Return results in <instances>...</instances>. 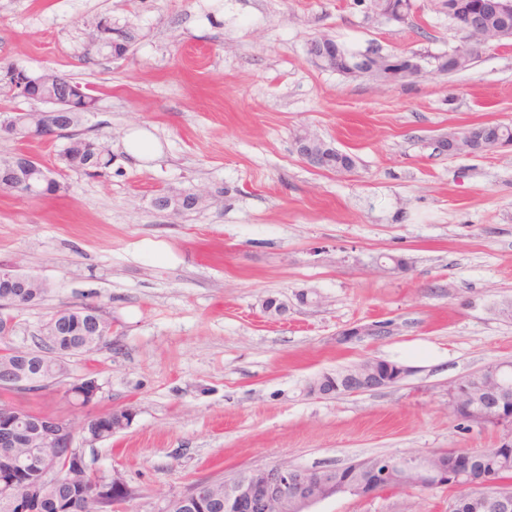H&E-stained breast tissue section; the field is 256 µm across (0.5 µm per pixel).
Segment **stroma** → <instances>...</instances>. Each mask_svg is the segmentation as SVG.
<instances>
[{
    "mask_svg": "<svg viewBox=\"0 0 512 512\" xmlns=\"http://www.w3.org/2000/svg\"><path fill=\"white\" fill-rule=\"evenodd\" d=\"M399 21L368 0H0V63L53 71L97 99L81 130L108 167L64 168L60 142L0 137V159L33 156L65 189L0 193V264L49 282L12 310L0 348H33L65 307L112 324L67 374L0 402L83 427L131 422L77 448L130 496L116 512H162L200 481L277 463L343 467L375 455L496 447L502 430L448 411V386L512 361V148L452 157L439 140L471 124H512V44L475 47L462 71L387 84L307 57L311 38L345 48L440 54L462 34L433 0ZM127 45L91 36L100 20ZM308 128L350 153L347 173L316 170L293 138ZM147 131L152 158L127 152ZM202 205L156 209L166 190ZM404 258L401 273L381 257ZM318 296L303 303V294ZM288 304L278 322L265 298ZM393 321L389 338L340 345L353 324ZM412 366L399 383L338 397L310 383L364 360ZM91 380L92 404L72 399ZM451 491L341 496L315 512H448Z\"/></svg>",
    "mask_w": 512,
    "mask_h": 512,
    "instance_id": "1",
    "label": "stroma"
}]
</instances>
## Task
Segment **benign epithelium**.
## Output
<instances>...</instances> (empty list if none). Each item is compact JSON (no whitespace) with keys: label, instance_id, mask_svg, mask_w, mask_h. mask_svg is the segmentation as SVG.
<instances>
[{"label":"benign epithelium","instance_id":"benign-epithelium-1","mask_svg":"<svg viewBox=\"0 0 512 512\" xmlns=\"http://www.w3.org/2000/svg\"><path fill=\"white\" fill-rule=\"evenodd\" d=\"M382 14L401 20L407 15L411 0H379ZM448 18L465 33V40L453 50L433 57L415 51L361 53V65L344 60L338 42L329 36H318L308 42L310 60L347 77L372 73L385 83H396L420 75L430 67L448 74L469 66L473 54L471 42H502L512 39V0H444ZM72 86L57 79L51 93L38 97L44 108L36 119L27 123L22 112L14 118L0 115V132L21 133L26 138L54 142L72 135L63 113L73 107ZM512 141L492 136L485 123L475 124L462 134H450L438 141V148L451 156L459 154H492L511 146ZM294 148L310 167L336 172H349L353 165L338 162L330 166V155L336 147L306 129L294 138ZM12 175L25 193H35L46 172L39 160L23 155L13 161ZM202 197L187 189L162 193L155 199L160 210L194 209ZM7 281L22 290L30 287L33 276L12 268H0V282ZM394 324L378 321L352 325L342 330L336 341L351 344L365 338L382 340L393 335ZM512 369L511 361L495 363L493 376L484 380L480 391L473 395L460 377L448 386V410L457 414L466 409L468 419L475 423L492 422L504 429L500 447H512V390L499 383L496 374ZM413 368L404 364L381 366L380 363L349 368L340 378L347 393H363L391 386L408 377ZM41 439L57 442V447L69 449L79 466L87 465L82 452L73 446V427L56 418L43 417L24 422L15 417L0 425V456L8 468L6 479L0 478V496L19 504L32 498L29 489L30 460L14 458L11 449L20 441ZM470 453L461 451L450 457L438 451L428 455L409 454L391 458H368L344 467L303 468L280 463L262 470L250 471L224 482V512H312V507L333 497L351 496L369 499L389 489L402 487H446L453 492L449 512H468L473 506L475 489L470 466L464 464ZM39 477L52 483L65 482L63 471L48 458H40ZM483 512H512V491L492 490L484 494Z\"/></svg>","mask_w":512,"mask_h":512}]
</instances>
